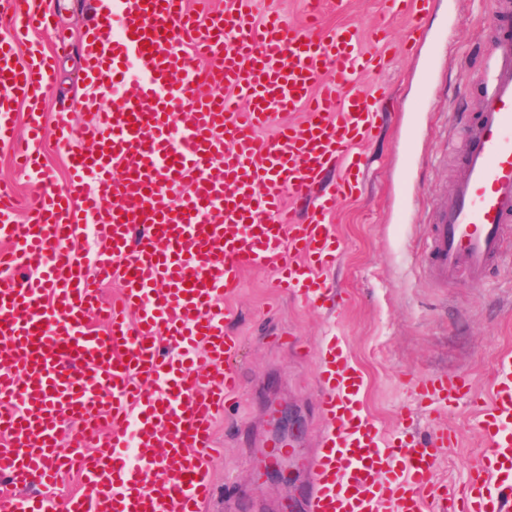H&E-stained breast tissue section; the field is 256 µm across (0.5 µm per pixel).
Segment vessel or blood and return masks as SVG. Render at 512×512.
<instances>
[{
    "label": "vessel or blood",
    "mask_w": 512,
    "mask_h": 512,
    "mask_svg": "<svg viewBox=\"0 0 512 512\" xmlns=\"http://www.w3.org/2000/svg\"><path fill=\"white\" fill-rule=\"evenodd\" d=\"M22 0H0V143H13L17 104L47 91L49 54L20 63L19 49L47 15ZM258 0H230L223 15L202 17L187 0H113L112 17L86 34L87 71L101 92L127 76L137 85L118 104L98 109L72 144L67 111L57 114V143L69 179L15 218L0 192V512H201L211 495L205 476L213 423L240 395L228 333L235 295L249 270H266L274 287L308 306L336 294L327 272L343 243L331 220L356 196L360 146L378 126L385 88L359 91L355 77L384 72V29L319 23L321 0H308L311 22L280 15L257 22ZM432 0H383L418 34ZM207 58L200 74L186 49ZM485 73L482 111L469 139L455 194L430 240L433 270L444 282L466 273L484 285L502 255L512 222V33L500 32ZM275 130L272 139L261 129ZM42 120L30 113L17 158L41 174ZM100 243L89 254L70 241L86 224ZM24 266L28 275L17 279ZM122 283L118 302L101 303L99 284ZM98 310L103 331L86 321ZM321 444L305 460L306 512H448L432 477L453 431L383 447L362 412L364 377L344 345L329 339L320 359ZM424 407L468 398L462 374L414 380ZM112 435L102 439V412ZM488 450L482 481L467 482L463 512H512V355L497 363L489 403L478 412ZM74 428L71 451L57 437ZM135 447V459L124 450ZM403 458L405 469L394 461ZM77 470L80 492L51 501L62 473Z\"/></svg>",
    "instance_id": "1"
}]
</instances>
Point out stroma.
I'll use <instances>...</instances> for the list:
<instances>
[{"mask_svg": "<svg viewBox=\"0 0 512 512\" xmlns=\"http://www.w3.org/2000/svg\"><path fill=\"white\" fill-rule=\"evenodd\" d=\"M39 2L50 10L52 26L30 33L28 41L56 61L55 84L41 97V160L61 185L69 172L56 149L54 114L71 105L77 136L97 110L85 101L83 41L99 16V0ZM438 2L427 41L412 56L403 49L407 21L385 15L382 0H351L345 11L336 0H324L326 26L386 24L392 38L387 50L395 56L382 78L366 74L357 82L364 90L385 85L389 96L378 135L361 149L369 162L361 192L339 203L334 218L344 250L330 279L346 303L338 312L305 306L271 288L266 272L244 274L239 293L228 301L234 310L230 328L242 341L243 394L216 420L217 453L207 464L212 496L203 512H279L280 501L299 495L307 479L299 466H291L286 483H263L256 475L270 466L279 406H289L301 420L295 439L301 455L319 446L318 355L332 336L363 373L362 411L383 442L445 426L457 441L440 450L435 483L455 490L479 470L486 440L477 408L490 395L498 358L512 352V223L504 227L503 255L480 289L463 274L445 285L436 282L428 244L437 211L454 193L465 129L479 117L500 0ZM281 333L303 342L307 355L279 345ZM430 374L469 376L473 399L444 411L420 407L411 381Z\"/></svg>", "mask_w": 512, "mask_h": 512, "instance_id": "35a3bbf8", "label": "stroma"}]
</instances>
